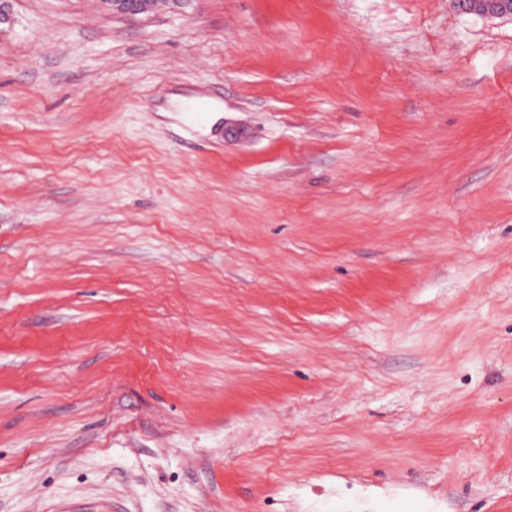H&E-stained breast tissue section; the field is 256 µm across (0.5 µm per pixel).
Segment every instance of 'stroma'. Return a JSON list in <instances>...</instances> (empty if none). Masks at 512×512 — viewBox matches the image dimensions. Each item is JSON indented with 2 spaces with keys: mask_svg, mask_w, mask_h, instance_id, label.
<instances>
[{
  "mask_svg": "<svg viewBox=\"0 0 512 512\" xmlns=\"http://www.w3.org/2000/svg\"><path fill=\"white\" fill-rule=\"evenodd\" d=\"M12 11L0 512H512V20Z\"/></svg>",
  "mask_w": 512,
  "mask_h": 512,
  "instance_id": "stroma-1",
  "label": "stroma"
}]
</instances>
